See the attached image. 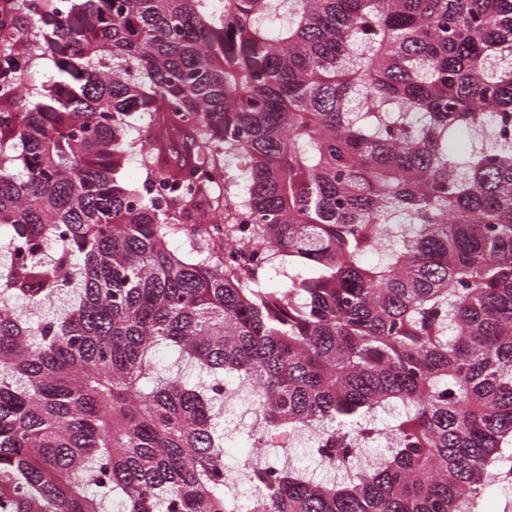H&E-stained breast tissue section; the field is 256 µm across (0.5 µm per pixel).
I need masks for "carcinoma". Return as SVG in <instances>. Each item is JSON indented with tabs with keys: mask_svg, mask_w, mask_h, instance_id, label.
Listing matches in <instances>:
<instances>
[{
	"mask_svg": "<svg viewBox=\"0 0 512 512\" xmlns=\"http://www.w3.org/2000/svg\"><path fill=\"white\" fill-rule=\"evenodd\" d=\"M25 11L0 0V512H479L512 487V0ZM277 265L312 275L271 291ZM226 455L230 462H236L242 456H245L252 451V444L247 436L246 431L242 428L234 430L229 433L226 440Z\"/></svg>",
	"mask_w": 512,
	"mask_h": 512,
	"instance_id": "cac0c4a2",
	"label": "carcinoma"
}]
</instances>
